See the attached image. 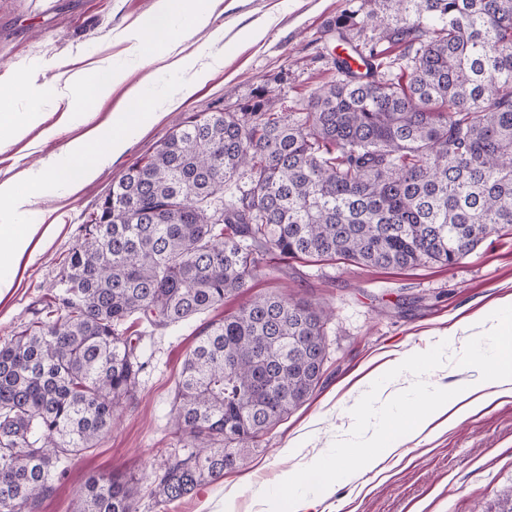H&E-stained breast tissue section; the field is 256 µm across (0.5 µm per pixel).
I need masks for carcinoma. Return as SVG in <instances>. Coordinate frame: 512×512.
Segmentation results:
<instances>
[{
	"label": "carcinoma",
	"mask_w": 512,
	"mask_h": 512,
	"mask_svg": "<svg viewBox=\"0 0 512 512\" xmlns=\"http://www.w3.org/2000/svg\"><path fill=\"white\" fill-rule=\"evenodd\" d=\"M371 2L388 47L358 52L365 72L336 59L300 112L263 90L241 112L194 114L112 185L61 291L0 346V512H40L133 401L129 319L181 325L245 291L267 255L448 266L512 229V0ZM326 324L261 295L201 327L171 409L187 452L151 494L178 500L243 466L320 383ZM136 494L92 476L69 512H136Z\"/></svg>",
	"instance_id": "carcinoma-1"
}]
</instances>
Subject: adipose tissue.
Masks as SVG:
<instances>
[{"instance_id":"obj_1","label":"adipose tissue","mask_w":512,"mask_h":512,"mask_svg":"<svg viewBox=\"0 0 512 512\" xmlns=\"http://www.w3.org/2000/svg\"><path fill=\"white\" fill-rule=\"evenodd\" d=\"M169 13V0H160L159 7L145 17L139 30L133 33L141 59L150 60L166 53L170 41ZM158 116L157 104L147 99L113 113L109 125L101 132L72 142L64 160L28 170L25 175L28 192H20L9 182L0 183V206L16 210L30 204L41 191L51 186L56 175L69 181L93 180L104 164L107 152L121 151L131 132L145 127ZM36 232L32 224H0V269L10 272L9 277L0 278V293L13 287L12 273L30 248ZM486 321L491 335L497 336L499 342L482 359L483 375L457 384L453 396L457 405L455 414L459 417L474 412L488 401L489 387H496L501 395L512 393V298L504 300L495 313L487 315Z\"/></svg>"}]
</instances>
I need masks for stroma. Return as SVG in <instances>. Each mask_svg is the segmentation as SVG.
<instances>
[{"instance_id": "stroma-1", "label": "stroma", "mask_w": 512, "mask_h": 512, "mask_svg": "<svg viewBox=\"0 0 512 512\" xmlns=\"http://www.w3.org/2000/svg\"><path fill=\"white\" fill-rule=\"evenodd\" d=\"M155 7L156 0H0V82L11 84L17 76L24 82L23 90L0 100V113L39 115L22 137L0 141V182L61 157L71 141L105 126L127 107L130 90L146 99L177 101L156 123L133 134L93 181L77 189L60 184L9 214L10 222L34 224L38 231L13 288L0 296V344L32 322L35 309L54 295L82 225L113 181L152 155L186 118L238 111L262 90L277 97L281 111H297L336 73V36L328 26L343 11L354 14L351 44H370L379 36L364 20L368 0H208L209 22L202 28L172 6L170 51L145 62L128 36ZM253 27L262 29L261 37L250 36ZM182 58L206 66L205 79L190 82L176 65ZM102 66L120 72L122 82L89 106L85 122L72 121L65 103L52 96L60 75ZM269 293L330 312L320 385L248 449L243 467L180 500L156 502L149 483L176 453L170 414L175 380L199 327L234 313L247 297ZM510 295L512 232L505 230L451 266L383 269L340 257L280 261L275 271L261 269L246 294L180 326L156 330L136 322L138 349L147 363L136 405L124 410L92 454L72 464L68 481L41 512H67L89 477L112 473L135 479L137 512H222L229 493L237 512H262L259 488L274 487L282 471L324 455L335 440L346 438L365 376L382 375L390 361L427 351L454 327L458 334L446 343L445 364L425 380L448 389L471 377L494 342L476 321ZM510 487L512 395H506L455 425L439 418L423 432L403 436L396 453L373 470L334 483L314 512H492Z\"/></svg>"}]
</instances>
